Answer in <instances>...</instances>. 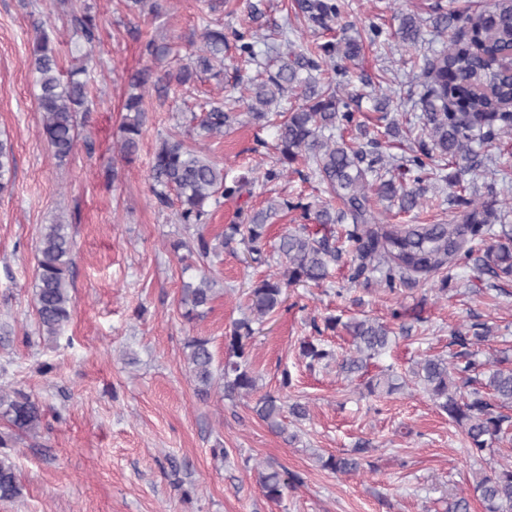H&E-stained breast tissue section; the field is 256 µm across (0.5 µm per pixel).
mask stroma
Here are the masks:
<instances>
[{"instance_id":"obj_1","label":"stroma","mask_w":512,"mask_h":512,"mask_svg":"<svg viewBox=\"0 0 512 512\" xmlns=\"http://www.w3.org/2000/svg\"><path fill=\"white\" fill-rule=\"evenodd\" d=\"M341 21L321 27L306 21L295 0H227L225 31L260 27L276 38L281 27L301 28L304 45L338 39L342 24L363 41L354 65L374 83L391 88L405 119L383 151L396 182L413 185L415 170L404 156L414 137L408 120L414 107L415 76L423 57L440 44L424 30L416 52L398 50L389 38L399 14L426 15L427 0H348ZM99 64L87 75L93 105L79 118L77 146L65 161L55 159L40 136L34 76L28 68L35 29L47 20L63 68L76 66L73 30L65 16L80 12V0H0V139H10L16 160L14 183L0 193V385L33 394L45 410L37 437L20 440L16 457L23 494L0 501V512H446L455 496L471 495L476 471L512 465V439L492 443L482 456L465 454L460 429L449 423L417 387L389 397L370 395L366 378L389 368L403 373L426 355L452 356L454 331L470 334L482 323L489 341L476 346L480 360L512 357V281L479 272L475 258L486 244L476 241L472 261L453 267L447 292L438 282L403 286L388 293L376 283L348 284L352 248L335 225L342 255L330 279L290 288L287 309L261 326L250 361L261 392H278L289 371L292 398L307 402L309 420L289 425L296 441L270 432L252 411L253 400L221 395L199 400L187 373L188 337L210 338L216 360L224 358V336L246 311L251 282L280 271L277 257L247 262L243 246L214 259L217 296L208 314L190 322L180 304L183 271L171 248L185 237L172 207L160 206L148 170L161 140L186 135L190 113H203L222 99L233 81L237 52H224V76H203L194 98L167 90L164 74L186 59L212 14L208 0H163L158 15L128 9L125 0H96ZM384 40L366 45L371 26ZM163 39L173 53L163 61L143 57L142 44ZM153 71L141 149L133 163L121 160L115 132L130 91L131 75ZM204 152L228 178H250L251 195L222 201L203 228L206 237L241 223L246 212L268 199L320 204L325 195L296 163L272 183L260 181L280 157L272 127L244 119L224 138L205 141ZM485 167L468 175L465 198L484 200L496 189L511 211L512 147H492ZM421 205L400 210L399 199L375 201L376 215L393 224L445 223L463 207L449 201L446 183L427 178ZM63 217L74 240L72 317L55 341L43 338L34 307L36 246L43 225ZM405 314L408 337L371 361L367 376L345 379L336 363L308 366L299 343L311 323L335 315L368 316L387 322L392 310ZM370 441L371 468L356 474L322 469L317 456L338 455ZM223 448L227 458L214 457ZM274 466L302 482L282 501L266 499L257 469Z\"/></svg>"}]
</instances>
